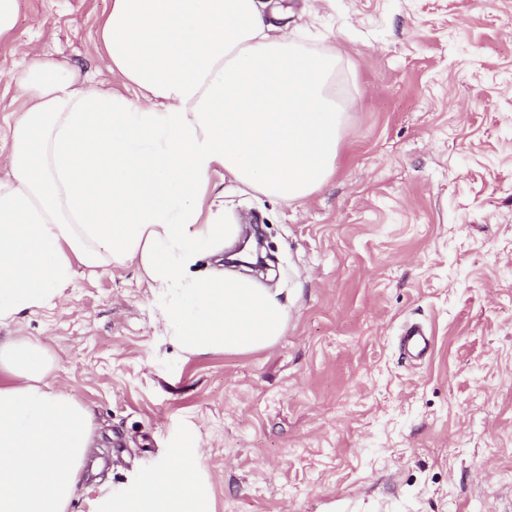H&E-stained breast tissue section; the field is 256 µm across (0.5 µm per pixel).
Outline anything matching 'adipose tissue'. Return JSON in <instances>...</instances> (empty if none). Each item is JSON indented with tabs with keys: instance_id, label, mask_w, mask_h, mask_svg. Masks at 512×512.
Returning a JSON list of instances; mask_svg holds the SVG:
<instances>
[{
	"instance_id": "adipose-tissue-1",
	"label": "adipose tissue",
	"mask_w": 512,
	"mask_h": 512,
	"mask_svg": "<svg viewBox=\"0 0 512 512\" xmlns=\"http://www.w3.org/2000/svg\"><path fill=\"white\" fill-rule=\"evenodd\" d=\"M259 0H113L99 40L123 91L54 59L15 83L27 97L0 178V326L64 298L75 265H136L164 327L190 354L245 353L284 335L279 292L230 271L192 275L232 247L225 195L298 203L336 163L345 114L338 60L294 43ZM138 97H130L126 88ZM40 343L0 338V512H68L95 435L87 407L48 381ZM92 512H213L196 456Z\"/></svg>"
}]
</instances>
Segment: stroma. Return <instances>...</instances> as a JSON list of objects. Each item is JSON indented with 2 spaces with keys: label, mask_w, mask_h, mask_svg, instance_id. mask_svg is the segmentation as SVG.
I'll return each mask as SVG.
<instances>
[{
  "label": "stroma",
  "mask_w": 512,
  "mask_h": 512,
  "mask_svg": "<svg viewBox=\"0 0 512 512\" xmlns=\"http://www.w3.org/2000/svg\"><path fill=\"white\" fill-rule=\"evenodd\" d=\"M288 34L335 53L347 119L299 205L235 197L290 305L273 346L190 354L135 266L77 268L0 336L54 356L98 446L69 512L200 447L214 512H512V0H302ZM112 0H18L0 39V176L49 56L109 83ZM421 323L430 356L397 336ZM399 348L406 360L417 362L423 360L431 346L430 336L419 323H405L398 336Z\"/></svg>",
  "instance_id": "stroma-1"
}]
</instances>
